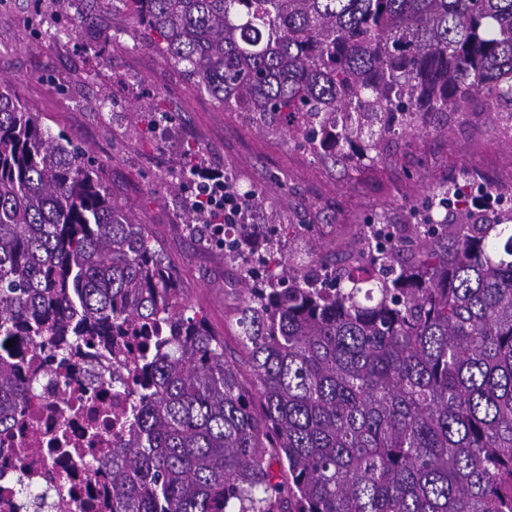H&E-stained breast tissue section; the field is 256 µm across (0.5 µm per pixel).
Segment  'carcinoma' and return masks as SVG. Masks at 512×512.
Returning a JSON list of instances; mask_svg holds the SVG:
<instances>
[{
  "label": "carcinoma",
  "mask_w": 512,
  "mask_h": 512,
  "mask_svg": "<svg viewBox=\"0 0 512 512\" xmlns=\"http://www.w3.org/2000/svg\"><path fill=\"white\" fill-rule=\"evenodd\" d=\"M150 45L224 110L366 167L448 134L476 98L512 147V0H127ZM340 140L330 138L336 117ZM226 193L247 209L253 189ZM363 224L311 263L293 224H242L237 325L252 385L188 316L163 247L94 161L0 78V340H145L139 403L93 472L112 512H512V210ZM222 214L196 200L183 221ZM27 388L0 356V433Z\"/></svg>",
  "instance_id": "1"
}]
</instances>
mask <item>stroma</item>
Here are the masks:
<instances>
[{
    "mask_svg": "<svg viewBox=\"0 0 512 512\" xmlns=\"http://www.w3.org/2000/svg\"><path fill=\"white\" fill-rule=\"evenodd\" d=\"M0 75L44 127L95 157L119 205L148 224L188 305L223 337L232 359L242 357L243 292L223 249L183 224L198 193L196 182L180 180L186 149H198V168L264 196L251 223H266L276 208L282 223L299 226L286 245L299 258L317 238L348 240L378 220L408 223L411 204L439 182L475 179L494 195L512 185V149L480 119L411 146L392 138L381 163L366 169L313 159L285 134L222 111L146 44L126 0H0ZM157 107L173 121L150 131L132 117Z\"/></svg>",
    "mask_w": 512,
    "mask_h": 512,
    "instance_id": "obj_1",
    "label": "stroma"
}]
</instances>
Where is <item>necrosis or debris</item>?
Returning a JSON list of instances; mask_svg holds the SVG:
<instances>
[{
    "label": "necrosis or debris",
    "instance_id": "4bbe7bcc",
    "mask_svg": "<svg viewBox=\"0 0 512 512\" xmlns=\"http://www.w3.org/2000/svg\"><path fill=\"white\" fill-rule=\"evenodd\" d=\"M138 354L134 340L112 351L71 346L63 366L49 367L25 337L0 345V355L10 356L32 385L10 431L0 438V512H34L31 501L17 493L21 448L39 453L22 477L45 492L43 512H109L108 478L91 472L89 460L128 427L141 381ZM106 411L112 414L108 427L99 423Z\"/></svg>",
    "mask_w": 512,
    "mask_h": 512
}]
</instances>
